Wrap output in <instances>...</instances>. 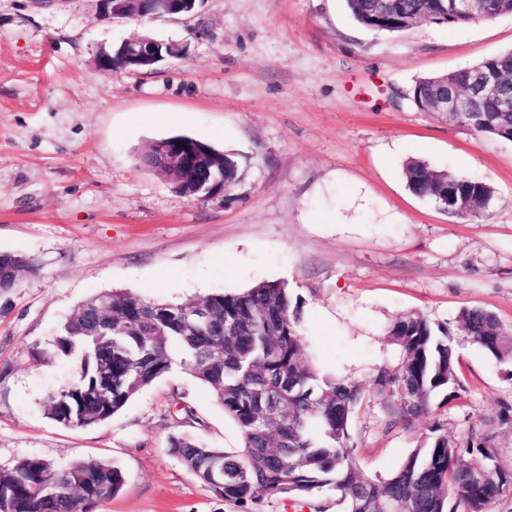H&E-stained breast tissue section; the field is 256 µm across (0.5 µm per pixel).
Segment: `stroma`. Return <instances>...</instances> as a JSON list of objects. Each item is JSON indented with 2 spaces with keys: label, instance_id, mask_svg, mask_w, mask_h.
Listing matches in <instances>:
<instances>
[{
  "label": "stroma",
  "instance_id": "stroma-1",
  "mask_svg": "<svg viewBox=\"0 0 512 512\" xmlns=\"http://www.w3.org/2000/svg\"><path fill=\"white\" fill-rule=\"evenodd\" d=\"M181 42L182 58L135 74L97 69L132 34ZM512 50V15L398 34L360 26L346 0H199L181 20H102L96 0H0V252L37 274L0 292V467L39 456L101 459L125 483L96 512H243L168 452L186 434L239 445L208 388L175 371L107 423L63 427L44 398L77 360L51 343L78 303L127 291L181 303L286 282L308 351L328 372L368 382L385 329L420 314L456 332L465 307L512 330V141L417 108L416 81ZM184 134L235 154L231 196L177 193L140 155ZM417 158L488 183L487 216L466 221L412 195ZM465 389L412 427L366 405L356 459L395 471L432 425L464 439L480 425L512 468V381L458 335Z\"/></svg>",
  "mask_w": 512,
  "mask_h": 512
}]
</instances>
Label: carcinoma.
I'll list each match as a JSON object with an SVG mask.
<instances>
[{
	"label": "carcinoma",
	"mask_w": 512,
	"mask_h": 512,
	"mask_svg": "<svg viewBox=\"0 0 512 512\" xmlns=\"http://www.w3.org/2000/svg\"><path fill=\"white\" fill-rule=\"evenodd\" d=\"M355 21L376 33L397 34L418 21L464 25L512 14V0H481L475 18L448 13V0H346ZM482 72L497 76L501 94L512 98V52L487 57L476 65L417 81L409 97L429 110L442 91L466 88ZM485 121L472 125L483 137L512 140V110L495 100L483 103ZM410 192L451 216H485L493 191L486 183L457 176L412 159L405 166ZM241 180L235 156L224 153V194ZM0 268L33 272V259L0 255ZM112 298V324L93 333L94 304ZM215 324L206 334L177 326L172 303L133 293L99 292L67 315L53 340L56 355L80 358L77 375L46 398L48 415L66 427H93L120 413L146 387L174 369L214 393L240 435L239 447L212 448L190 435L169 439L168 452L179 459L214 496L239 505L258 504L283 495L323 512L318 496L336 492L342 512H376L392 503L402 512H489L491 504L512 492V474L499 486L477 483L459 467L461 457L500 455L486 449L489 437L471 430L463 441L448 439L432 427L426 445L412 449L386 477L360 470L353 424L364 404L380 406L390 426L410 427L432 412L434 401H448L464 390L454 337L448 329L418 314L396 317L387 328L389 350L368 384L328 374L308 353L299 306L288 285L264 281L236 294L201 298ZM458 330L505 367L512 380V333L491 312L466 307ZM177 347L180 358L171 355ZM121 470L103 460L58 465L37 456L0 468V492L12 512H87L112 500L122 489Z\"/></svg>",
	"instance_id": "obj_1"
}]
</instances>
